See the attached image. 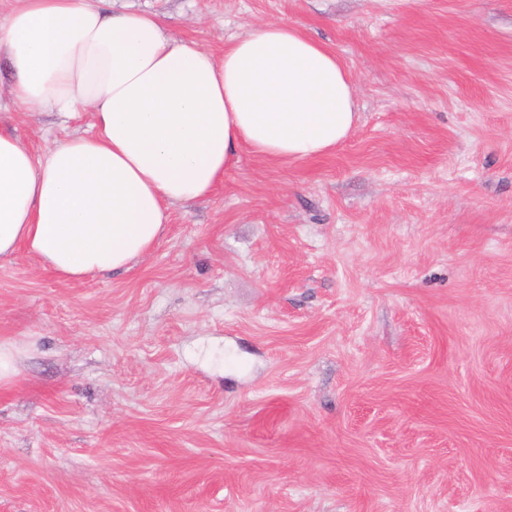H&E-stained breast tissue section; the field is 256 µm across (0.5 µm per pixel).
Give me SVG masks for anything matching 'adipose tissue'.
Returning a JSON list of instances; mask_svg holds the SVG:
<instances>
[{"instance_id": "obj_1", "label": "adipose tissue", "mask_w": 512, "mask_h": 512, "mask_svg": "<svg viewBox=\"0 0 512 512\" xmlns=\"http://www.w3.org/2000/svg\"><path fill=\"white\" fill-rule=\"evenodd\" d=\"M108 5L14 0L0 21L13 102L92 115L91 133L39 154L0 129V257L26 252L66 280L128 268L243 151L312 159L359 121L351 72L295 25L264 23L217 54Z\"/></svg>"}]
</instances>
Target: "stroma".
<instances>
[{"label": "stroma", "mask_w": 512, "mask_h": 512, "mask_svg": "<svg viewBox=\"0 0 512 512\" xmlns=\"http://www.w3.org/2000/svg\"><path fill=\"white\" fill-rule=\"evenodd\" d=\"M222 52L297 25L332 153H242L129 270L0 258V512H512V0H111ZM33 150L91 117L23 112Z\"/></svg>", "instance_id": "stroma-1"}]
</instances>
